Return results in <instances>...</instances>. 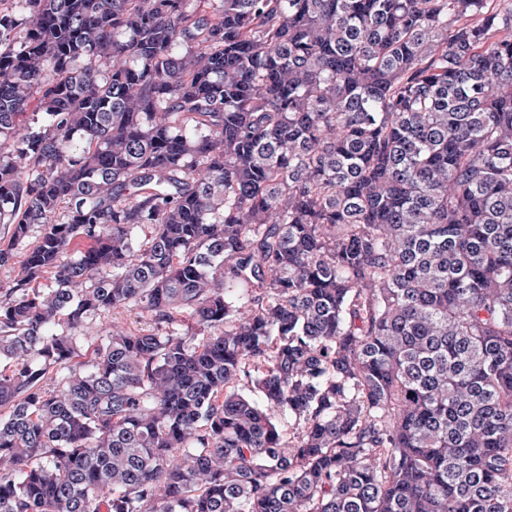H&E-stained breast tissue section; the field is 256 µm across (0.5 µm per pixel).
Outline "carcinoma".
<instances>
[{
  "mask_svg": "<svg viewBox=\"0 0 512 512\" xmlns=\"http://www.w3.org/2000/svg\"><path fill=\"white\" fill-rule=\"evenodd\" d=\"M0 224V512H512V0H0ZM149 316L145 313L141 314V312L137 310H122L119 309L115 312H109L104 317L102 316L99 320L103 324L112 325V320L118 322L121 325H124L126 328L134 330H140L141 328H147L149 321Z\"/></svg>",
  "mask_w": 512,
  "mask_h": 512,
  "instance_id": "obj_1",
  "label": "carcinoma"
}]
</instances>
